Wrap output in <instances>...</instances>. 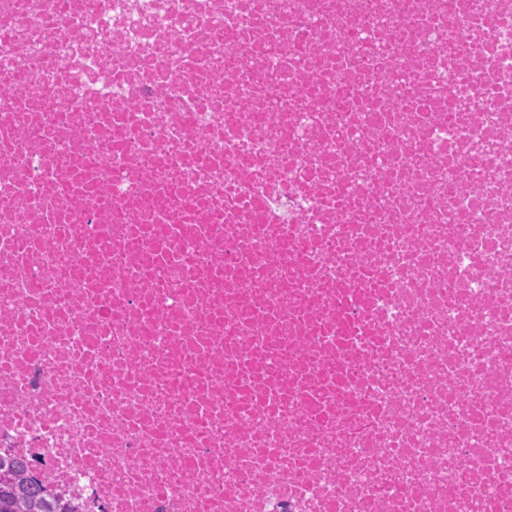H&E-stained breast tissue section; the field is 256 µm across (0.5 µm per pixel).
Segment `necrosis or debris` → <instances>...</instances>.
<instances>
[{
  "instance_id": "4bbe7bcc",
  "label": "necrosis or debris",
  "mask_w": 512,
  "mask_h": 512,
  "mask_svg": "<svg viewBox=\"0 0 512 512\" xmlns=\"http://www.w3.org/2000/svg\"><path fill=\"white\" fill-rule=\"evenodd\" d=\"M0 456L512 512V0H0Z\"/></svg>"
}]
</instances>
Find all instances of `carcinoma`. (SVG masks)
I'll return each mask as SVG.
<instances>
[{
    "label": "carcinoma",
    "instance_id": "cac0c4a2",
    "mask_svg": "<svg viewBox=\"0 0 512 512\" xmlns=\"http://www.w3.org/2000/svg\"><path fill=\"white\" fill-rule=\"evenodd\" d=\"M0 512H71L27 475L25 466L0 457Z\"/></svg>",
    "mask_w": 512,
    "mask_h": 512
}]
</instances>
